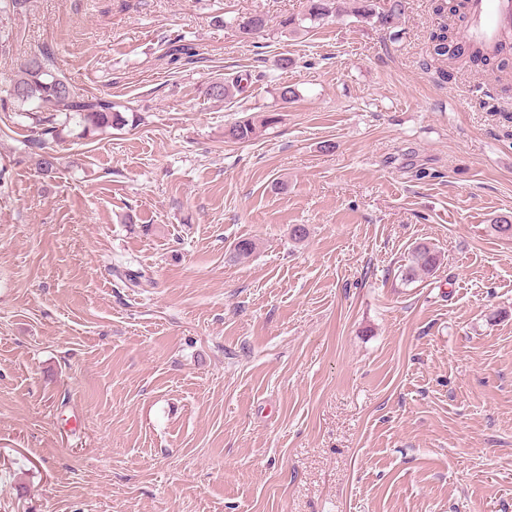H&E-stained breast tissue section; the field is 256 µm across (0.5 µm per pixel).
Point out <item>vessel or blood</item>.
Listing matches in <instances>:
<instances>
[{"instance_id": "1", "label": "vessel or blood", "mask_w": 512, "mask_h": 512, "mask_svg": "<svg viewBox=\"0 0 512 512\" xmlns=\"http://www.w3.org/2000/svg\"><path fill=\"white\" fill-rule=\"evenodd\" d=\"M468 22L464 41L494 52L507 37H512V0H468Z\"/></svg>"}]
</instances>
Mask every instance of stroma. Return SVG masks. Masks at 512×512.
Here are the masks:
<instances>
[{
    "label": "stroma",
    "mask_w": 512,
    "mask_h": 512,
    "mask_svg": "<svg viewBox=\"0 0 512 512\" xmlns=\"http://www.w3.org/2000/svg\"><path fill=\"white\" fill-rule=\"evenodd\" d=\"M305 7L0 17V97L48 46L140 117L55 144L46 176L0 111V512H512V238L490 229L512 218V94L439 79L433 0L282 33ZM262 112L279 122L225 141ZM421 243L441 263L404 282ZM252 75L251 74H245V77H242V75H238L237 77L233 78L232 81L228 82H215L212 85L209 86V95L212 98L215 99H226V98H232L235 93H244L246 90V85L251 83ZM245 81L246 85H242V82ZM278 114L245 116L224 127V139L234 143H247L255 139L263 128L278 122Z\"/></svg>",
    "instance_id": "1"
}]
</instances>
